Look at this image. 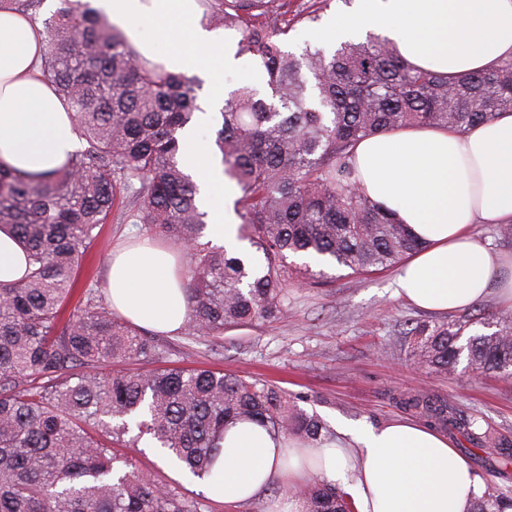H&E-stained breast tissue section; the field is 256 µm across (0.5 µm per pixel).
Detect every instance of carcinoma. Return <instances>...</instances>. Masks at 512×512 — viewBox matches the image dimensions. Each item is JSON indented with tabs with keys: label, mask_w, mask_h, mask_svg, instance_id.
<instances>
[{
	"label": "carcinoma",
	"mask_w": 512,
	"mask_h": 512,
	"mask_svg": "<svg viewBox=\"0 0 512 512\" xmlns=\"http://www.w3.org/2000/svg\"><path fill=\"white\" fill-rule=\"evenodd\" d=\"M43 20L44 77L73 110L83 147L40 181L0 168V226L10 227L32 269L0 284V512H200L201 503L158 482L114 446L139 433L197 478L210 473L226 425L249 419L273 436L325 439L314 415L275 386L209 369L150 368L158 340L118 319L91 291L66 312L76 274L106 224H138L189 257L182 278L189 335L267 321L300 273L289 254L334 260L354 273L398 265L421 243L356 184L364 138L414 125L463 132L512 112V58L451 79L416 70L387 38L370 34L332 50L282 49L289 0H199L215 26L240 34L236 54L265 75L224 100L213 160L238 190L239 240L263 254L232 257L201 241L206 212L185 172L179 134L200 111L195 75L165 70L136 52L91 0H60ZM409 356L436 373L466 357L472 370L512 375V311L417 323ZM149 369L129 375L121 365ZM112 371L104 374V366ZM391 403L438 432L488 448L481 466L512 477V444L460 416L448 398L395 391ZM304 512H352L347 494L313 483L296 492ZM512 492L490 487L473 512H502Z\"/></svg>",
	"instance_id": "cac0c4a2"
}]
</instances>
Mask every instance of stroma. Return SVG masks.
<instances>
[{"instance_id": "1", "label": "stroma", "mask_w": 512, "mask_h": 512, "mask_svg": "<svg viewBox=\"0 0 512 512\" xmlns=\"http://www.w3.org/2000/svg\"><path fill=\"white\" fill-rule=\"evenodd\" d=\"M357 9V0H329L319 22L299 21L290 26L284 49L298 54L308 45L334 47L341 37L332 28V20ZM199 56L198 95L203 99L221 88L229 92L247 85L248 74L257 69L243 55L217 77L212 67L218 51L203 50ZM140 235L136 224L106 226L97 246L95 276L81 280L70 298L71 306L84 302L89 285L106 289V267L113 250ZM321 270L314 282L288 286V300L276 321L225 330L223 341L211 347L182 333L161 336L164 366L221 368L277 385L293 409L318 415L326 423L330 444L344 448L352 442L338 433V426L379 427L400 418V411L388 399L389 392L423 387L447 396L457 412L477 419L493 436L512 442V376L477 374L462 363L451 373L439 374L417 367L410 359L403 329L415 322H437L438 317L393 296L396 269L356 274L325 264ZM126 439V453L140 467L190 497L201 494L196 479L156 455L148 437L133 429Z\"/></svg>"}]
</instances>
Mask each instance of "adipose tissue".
Listing matches in <instances>:
<instances>
[{"instance_id": "adipose-tissue-1", "label": "adipose tissue", "mask_w": 512, "mask_h": 512, "mask_svg": "<svg viewBox=\"0 0 512 512\" xmlns=\"http://www.w3.org/2000/svg\"><path fill=\"white\" fill-rule=\"evenodd\" d=\"M132 47L153 57L139 30L154 23L233 61L232 39L202 24L198 0H96ZM373 29L392 40L415 68L448 76L488 69L512 57V0H363L341 35ZM43 27L0 6V167L34 180L60 169L81 147L73 112L43 79ZM358 187L394 211L425 248L405 261L394 294L415 306L455 313L495 294L512 309V254L488 248L477 227L512 224V113L463 132L411 126L378 133L355 150ZM26 251L0 227V283L25 276ZM112 310L158 333L185 329L189 307L169 251L143 242L113 253L107 271ZM353 449L292 446L252 421L230 425L202 485L218 502L266 499L267 512H302L290 492L310 475L348 494L355 512H472L485 485L447 437L394 420L351 432Z\"/></svg>"}]
</instances>
